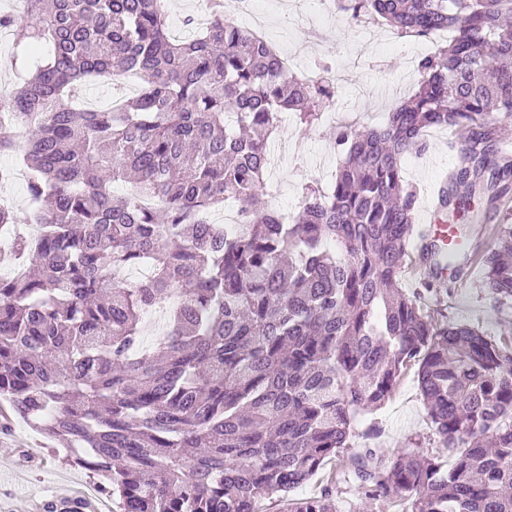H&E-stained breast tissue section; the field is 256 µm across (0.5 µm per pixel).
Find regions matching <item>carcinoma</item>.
I'll return each instance as SVG.
<instances>
[{
    "mask_svg": "<svg viewBox=\"0 0 512 512\" xmlns=\"http://www.w3.org/2000/svg\"><path fill=\"white\" fill-rule=\"evenodd\" d=\"M355 25L401 38L439 30L448 44L417 60L411 97L385 123L333 130L329 190L304 187L297 214L260 202L269 143L290 112L302 131L335 104L331 67L314 83L266 38L207 0V22L170 38L166 0H21L0 14L28 52L47 51L0 112V154L27 170L35 238L23 270L0 276V398L67 459L97 477L119 512H335L329 491L289 493L348 454L362 507L402 512H512V327L495 339L425 309L401 286L416 233L405 158L421 133L458 134L460 166L437 192L443 216L493 206L512 178L499 139L512 120V0H335ZM134 75L137 95L103 110L73 104L84 82ZM130 181L119 199L112 184ZM237 203L239 224L210 214ZM433 279L462 275V246L424 245ZM147 264L129 283L123 272ZM482 286L512 303V224L483 258ZM174 300L161 333L144 315ZM417 382L438 452L384 460L351 451L364 414L401 377ZM453 456L446 467L441 455Z\"/></svg>",
    "mask_w": 512,
    "mask_h": 512,
    "instance_id": "obj_1",
    "label": "carcinoma"
}]
</instances>
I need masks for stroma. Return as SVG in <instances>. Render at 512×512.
<instances>
[{
  "instance_id": "35a3bbf8",
  "label": "stroma",
  "mask_w": 512,
  "mask_h": 512,
  "mask_svg": "<svg viewBox=\"0 0 512 512\" xmlns=\"http://www.w3.org/2000/svg\"><path fill=\"white\" fill-rule=\"evenodd\" d=\"M296 2L294 13L281 11L267 19L265 35L282 55L297 54L301 69L321 62L333 66L339 77L334 109L343 113L348 122H380L393 106L411 94L416 75L408 69L406 58L424 55L425 47H395L387 28L373 31L362 25L352 26L336 14L322 21L312 11L311 0ZM332 129V123L325 122L301 134L289 125L277 136L272 144L275 168L264 196L268 205L291 215L305 183L316 179L323 188H330L339 162ZM425 138L428 150L410 157L404 168L406 182L420 191L419 207L423 210L431 205L436 183L458 163L448 130L427 131ZM506 222L512 224V189L485 222L468 225L465 274L459 280L446 277L448 290L441 303L449 321L477 325L490 336L500 335L503 326L512 323V305L495 303L481 286V258L494 245L495 226ZM364 421L378 428L369 444L379 455L389 456L413 442L425 450L436 447L414 372H407L386 405L366 414ZM344 468L343 460L329 461L324 471L298 489V496L314 495L329 486L336 512H354L360 501L357 484L340 480L332 486L327 480L328 472ZM94 483L88 471L70 466L24 420H16L10 434L0 433V512H39V504L51 500L61 485L88 490Z\"/></svg>"
}]
</instances>
